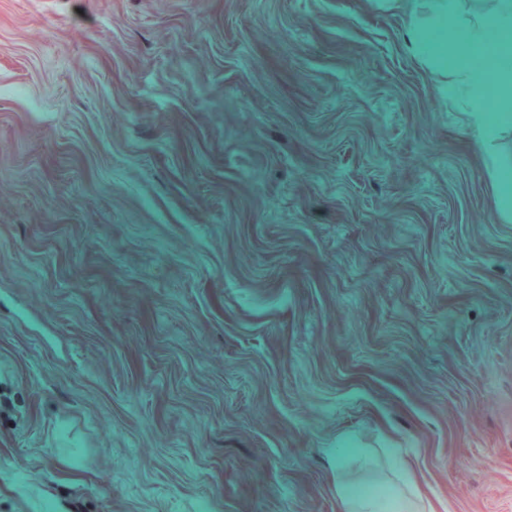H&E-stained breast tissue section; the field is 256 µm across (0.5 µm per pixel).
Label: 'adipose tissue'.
<instances>
[{"label": "adipose tissue", "mask_w": 512, "mask_h": 512, "mask_svg": "<svg viewBox=\"0 0 512 512\" xmlns=\"http://www.w3.org/2000/svg\"><path fill=\"white\" fill-rule=\"evenodd\" d=\"M428 8L435 15L439 29L447 32L448 40L441 45H433L430 30L414 23L409 29L412 49L436 71L443 73L451 68L462 72L473 89L477 88L482 73L490 71L496 76L498 111L489 112L478 105L470 112L468 119L474 144L485 146L497 136L502 122L512 118V68L495 57H473V47L482 33L461 25L458 0H430ZM359 457L360 451L356 448L336 451V493L340 512H386L384 501L367 492L361 484L351 482L347 476L348 466Z\"/></svg>", "instance_id": "ef3b65f1"}]
</instances>
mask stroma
<instances>
[{"label":"stroma","instance_id":"obj_1","mask_svg":"<svg viewBox=\"0 0 512 512\" xmlns=\"http://www.w3.org/2000/svg\"><path fill=\"white\" fill-rule=\"evenodd\" d=\"M392 0H0V512H338L336 451L512 512V223Z\"/></svg>","mask_w":512,"mask_h":512}]
</instances>
